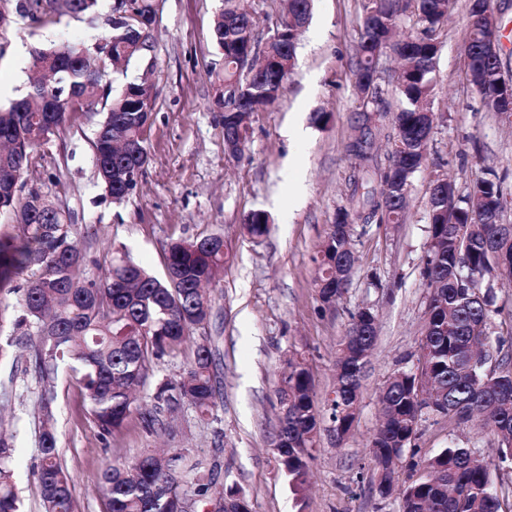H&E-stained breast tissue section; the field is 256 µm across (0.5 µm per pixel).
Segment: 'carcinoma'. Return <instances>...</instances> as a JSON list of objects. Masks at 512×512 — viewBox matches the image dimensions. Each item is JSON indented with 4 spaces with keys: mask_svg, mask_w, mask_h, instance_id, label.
Masks as SVG:
<instances>
[{
    "mask_svg": "<svg viewBox=\"0 0 512 512\" xmlns=\"http://www.w3.org/2000/svg\"><path fill=\"white\" fill-rule=\"evenodd\" d=\"M312 0H288L291 21L277 27V37L260 42L254 19L241 0H224L211 37L224 48V68L217 75L224 93L225 135L247 123L252 112L266 111L278 100L295 65L296 44L311 12ZM413 5L414 32L399 35L401 17ZM451 0H364L361 35L356 49L354 94L358 107L354 135L346 144L353 160L347 205L336 209L322 245L316 278L320 297L334 303L350 277L345 256L353 252L351 224H403L415 173L427 158L433 128L435 61L439 34L448 22ZM97 0H62L64 12L77 19H95ZM133 16L112 26V71L120 72L141 56L136 47L147 41L154 22L153 0H133ZM469 35L464 47L467 74L481 97L483 110L502 113L512 103V75L500 57L482 52L485 39L498 32L491 0H468ZM88 50L64 43L40 49L34 62L52 60L53 78L32 83L26 110L13 101L0 109V211H13L22 235L0 238V291L19 294L13 331L18 343L32 350L33 370L44 384L40 399L41 428L37 436L38 482L46 512H74L70 476L59 461L58 440L51 426L52 384L61 372L74 377L89 412L102 430H120L137 411V396L147 383L149 368L165 356L182 352L199 323L211 311L206 285L224 269V251L214 233L169 244L165 276L158 278L132 262L123 249H112L109 266L92 278L76 271L86 253L77 242L75 225L62 210L39 208L28 196L16 204L19 181L32 153L65 125L71 112H86L104 102L107 112L92 142L96 170L121 169L127 181L102 185L116 203L137 186L136 160L112 147V125L144 153L147 115L132 109L130 85L116 93L91 70ZM383 55L401 61L387 80L379 70ZM391 85L402 106L386 98L382 82ZM390 120L393 142L387 163L374 149L379 123ZM506 199L502 179L478 176L465 194L436 179L430 192L429 252L422 277L428 288V327L416 364L396 371L380 394L382 416L371 440V461L383 472L380 495L392 492L399 464L411 452L413 474L399 488L400 512H504L505 492L490 479L489 462L478 448L450 445L433 456H420L412 446L423 416L451 417L457 423L480 419L500 437L498 460L512 464V353L505 339L492 337L491 319L498 313L495 291L479 281L495 272L512 281V224L500 223ZM269 216L251 213L245 229L253 237L269 231ZM26 275L17 287L14 279ZM373 337L359 329L345 336L336 359L335 397L329 418L335 429L350 428L358 414L364 374L361 365L371 354ZM213 352L208 338L196 344L193 359L174 379L157 388L154 414L180 404L192 406L202 418L212 414L215 391ZM282 415L276 441L277 461L300 496L311 473L321 409L312 376L302 359H288L279 389ZM101 488L108 512H172L188 495L227 500L232 512H252L240 495L213 488L200 463H188L182 451L141 455L130 464L115 463L102 472ZM20 498L11 471L0 465V512H20Z\"/></svg>",
    "mask_w": 512,
    "mask_h": 512,
    "instance_id": "carcinoma-1",
    "label": "carcinoma"
}]
</instances>
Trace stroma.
<instances>
[{
    "label": "stroma",
    "mask_w": 512,
    "mask_h": 512,
    "mask_svg": "<svg viewBox=\"0 0 512 512\" xmlns=\"http://www.w3.org/2000/svg\"><path fill=\"white\" fill-rule=\"evenodd\" d=\"M39 21L11 12L0 28V107L23 96L36 49L62 42L92 46L112 32L113 0H99L97 21L59 15L52 0ZM148 47L127 74L113 73V88L126 78L147 77L155 91L144 132L148 162L131 195L113 202L93 163L92 140L103 106L71 113L66 125L38 147L18 193L38 192L70 213L86 275L106 267L113 245L163 275L169 244L219 233L224 272L211 288V314L181 354L149 371L139 412L123 429L98 426L81 390L68 374L55 381L54 423L62 465L72 480L75 512H107L100 477L106 465L130 462L154 448L182 449L201 460L216 488L236 491L253 512H399L397 496L380 497L370 440L379 419V394L390 376L416 361L425 324L428 290L421 271L429 250V196L436 178L464 192L482 169L506 174L512 184V113L485 112L465 73L466 0H454L440 36L433 110L438 122L427 159L416 173L405 223L356 224V265L336 303H324L315 286L316 258L337 207L345 205L352 161L345 152L354 120L353 69L362 0H314L297 48V68L271 111L251 113L241 158L224 149V111L216 102L215 75L224 67L210 38L222 0H155ZM326 111V126L313 112ZM266 212L269 233L247 234L245 217ZM16 294L0 292V408L21 422L6 464L14 472L22 512H44L31 475L38 461L34 413L43 386L20 372L30 349L11 343ZM371 309L378 332L355 424L337 440L323 421L303 500H296L273 447L279 427L277 389L286 360L301 355L316 398L327 405L336 382V353L352 313ZM216 351V407L200 418L191 408L163 412L162 429L142 419L154 406L158 384L177 377L201 337ZM414 444L428 456L455 444L493 454L496 438L481 422L457 424L429 416Z\"/></svg>",
    "instance_id": "35a3bbf8"
}]
</instances>
